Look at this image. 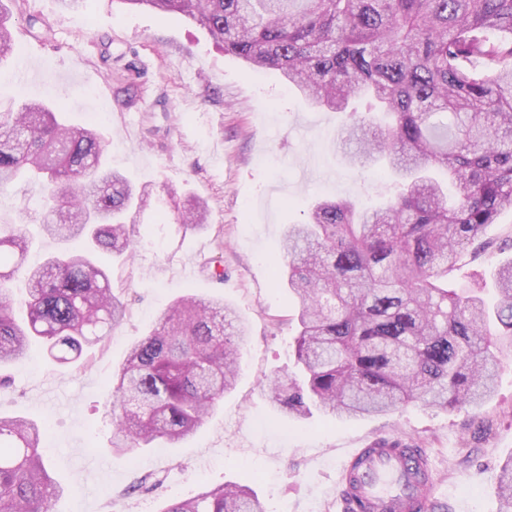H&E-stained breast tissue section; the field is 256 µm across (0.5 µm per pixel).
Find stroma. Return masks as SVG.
<instances>
[{
    "instance_id": "stroma-1",
    "label": "stroma",
    "mask_w": 512,
    "mask_h": 512,
    "mask_svg": "<svg viewBox=\"0 0 512 512\" xmlns=\"http://www.w3.org/2000/svg\"><path fill=\"white\" fill-rule=\"evenodd\" d=\"M15 64L0 69V99L52 101L66 122H96L107 163L152 193L132 214L147 243L113 266L127 304L122 325L74 367L42 353L0 368V414L46 423L44 453L64 492L51 512H159L203 487L248 481L267 512H341L336 468L344 449L374 440L426 451L449 512H500L499 464L512 455V353L478 410L413 403L346 422L313 413L296 420L270 405L263 385L291 369L295 303L275 275L289 224L322 198L371 204L394 183L345 164V114L314 108L274 70L254 71L224 53L193 21L118 0H90L85 13L59 0H11ZM41 28H29L28 17ZM190 198L208 206V227L158 236L159 209ZM25 183L0 197V222L42 213ZM224 257V286L205 262ZM198 266L195 277L185 268ZM223 299L246 321L250 341L234 389L175 448L112 451V374L161 313L186 293ZM153 474L152 489H136Z\"/></svg>"
}]
</instances>
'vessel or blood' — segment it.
I'll return each instance as SVG.
<instances>
[{
    "label": "vessel or blood",
    "mask_w": 512,
    "mask_h": 512,
    "mask_svg": "<svg viewBox=\"0 0 512 512\" xmlns=\"http://www.w3.org/2000/svg\"><path fill=\"white\" fill-rule=\"evenodd\" d=\"M336 493L343 512H427L435 501L429 458L420 448L399 455L379 441L347 449Z\"/></svg>",
    "instance_id": "vessel-or-blood-1"
}]
</instances>
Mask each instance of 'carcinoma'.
Returning <instances> with one entry per match:
<instances>
[{
	"mask_svg": "<svg viewBox=\"0 0 512 512\" xmlns=\"http://www.w3.org/2000/svg\"><path fill=\"white\" fill-rule=\"evenodd\" d=\"M189 17L253 69L280 72L312 105L349 113L350 161L397 181L382 206L318 201L288 225V288L298 304L294 371L266 382L273 406L303 419L342 420L418 402L479 407L512 350V259L475 285L470 267L496 243L487 227L512 211V0H117ZM0 6V62L14 52ZM365 97L369 114L349 111ZM43 102L0 111V195L22 180L43 194L42 233L82 247L28 264L23 224L0 227V364L32 343L61 364L118 328L126 304L99 265L142 245L126 222L145 195L103 162L95 124L70 127ZM199 199L158 232L207 228ZM23 275L27 317L13 316L10 283ZM221 300L187 294L160 315L113 376L112 450L173 447L234 388L247 343ZM46 428L0 416V512H50L64 492L41 441ZM512 512V456L496 475ZM160 512H265L248 484L204 488Z\"/></svg>",
	"mask_w": 512,
	"mask_h": 512,
	"instance_id": "cac0c4a2",
	"label": "carcinoma"
}]
</instances>
